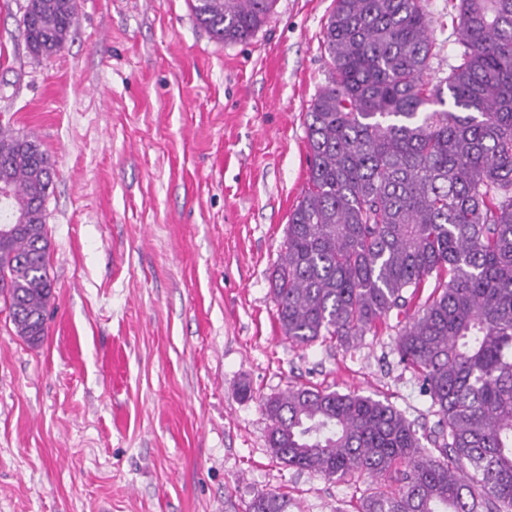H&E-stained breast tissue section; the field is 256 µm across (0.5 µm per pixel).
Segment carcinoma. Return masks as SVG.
Wrapping results in <instances>:
<instances>
[{
    "label": "carcinoma",
    "mask_w": 512,
    "mask_h": 512,
    "mask_svg": "<svg viewBox=\"0 0 512 512\" xmlns=\"http://www.w3.org/2000/svg\"><path fill=\"white\" fill-rule=\"evenodd\" d=\"M276 0H191L226 42L250 38ZM464 47L424 79L422 0H335L328 76L306 112L308 182L271 290L284 336L350 347L391 315L433 425L356 391L262 396L268 445L327 480L371 479L359 512H512V0H459ZM76 0H31L29 51L61 50ZM56 176L35 137L0 129V180L25 219L0 231V300L40 343L54 280L44 204ZM395 476L397 488L387 483ZM246 512H288L259 491Z\"/></svg>",
    "instance_id": "1"
}]
</instances>
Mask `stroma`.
Returning <instances> with one entry per match:
<instances>
[{
  "label": "stroma",
  "instance_id": "35a3bbf8",
  "mask_svg": "<svg viewBox=\"0 0 512 512\" xmlns=\"http://www.w3.org/2000/svg\"><path fill=\"white\" fill-rule=\"evenodd\" d=\"M456 0H423L437 81L462 50ZM0 0V127L54 164L48 334L0 311V512H356L367 481L290 468L258 397L293 386L388 400L433 423L395 331L343 350L283 335L270 290L308 175L334 0H277L244 41L190 0H77L52 57ZM253 396L241 398L240 385ZM246 512H288V499L274 491H258Z\"/></svg>",
  "mask_w": 512,
  "mask_h": 512
}]
</instances>
